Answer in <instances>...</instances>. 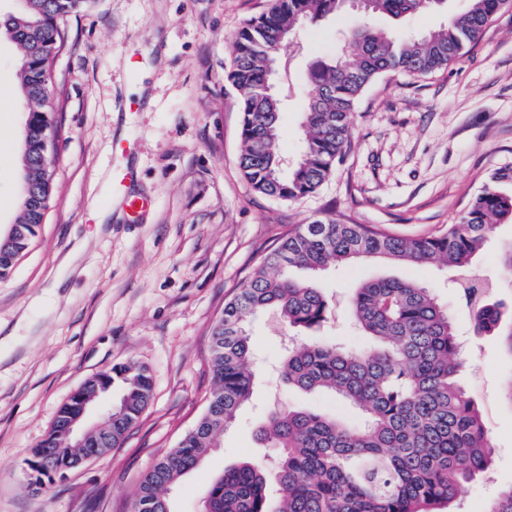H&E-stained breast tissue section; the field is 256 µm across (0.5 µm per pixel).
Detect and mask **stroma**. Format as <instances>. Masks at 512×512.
<instances>
[{"label":"stroma","mask_w":512,"mask_h":512,"mask_svg":"<svg viewBox=\"0 0 512 512\" xmlns=\"http://www.w3.org/2000/svg\"><path fill=\"white\" fill-rule=\"evenodd\" d=\"M272 0H96L67 22L68 46L51 73L63 132L56 185L44 224L13 272L0 279V512H131L144 472L177 446L202 416L213 387L210 330L260 258L295 224L323 214L402 236L447 229L490 172L512 164V11L481 40L427 78H380L356 105L352 149L320 189L294 202L253 192L239 168L242 114L224 83L236 36ZM467 0L401 23H371L395 35L447 26ZM364 19L358 8L302 27L279 54V151L303 145L304 90L311 60ZM20 48L0 38V226L18 216L17 157L27 105L16 91ZM130 140L127 156L112 147ZM151 208L129 222L112 172ZM512 224L497 225L474 272L512 303L498 254ZM384 277L431 288L447 307L464 364L459 379L482 411L494 447L452 512H486L512 486V409L503 390L512 361L498 336L474 330L472 313L438 262L383 260L337 265L320 279L332 318L318 339L351 352L370 340L349 316L351 291ZM256 380L249 402L199 468L171 495L172 512H198L212 478L245 459L270 460L256 439L275 410L305 408L360 423V411L327 393L289 386L282 373L286 332L275 316L251 317ZM136 363L152 398L121 447L40 490L28 461L62 405L90 378Z\"/></svg>","instance_id":"stroma-1"}]
</instances>
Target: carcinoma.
I'll use <instances>...</instances> for the list:
<instances>
[{
	"label": "carcinoma",
	"instance_id": "cac0c4a2",
	"mask_svg": "<svg viewBox=\"0 0 512 512\" xmlns=\"http://www.w3.org/2000/svg\"><path fill=\"white\" fill-rule=\"evenodd\" d=\"M347 0H273L248 19L233 46L224 82L242 112L239 167L251 188L279 201L315 193L351 145L356 104L381 77H416L445 70L476 42L512 0H468L448 25L419 37L397 38L366 25L352 34L347 53L318 58L307 71L305 140L300 159L283 173L279 153L281 99L267 92V66L301 20L336 15ZM441 0H367L369 14L398 20L432 9ZM95 0H21L20 10L0 19V31L22 50L19 92L32 116L29 150L18 157L20 178L37 199L20 201L17 223L27 237L4 248L0 278L29 250L44 223L56 175L41 162L40 130L61 127L45 69L67 43L65 22ZM500 223L512 224V165L495 169L455 224L434 235L402 237L367 224L327 215L297 224L225 303L211 329L215 384L205 412L164 458L143 476L132 512H171L169 491L196 469L215 440L249 401L255 383L247 318L265 310L297 331L321 327L330 305L312 277L331 265L361 259L423 263L437 259L457 272V284L473 310L474 328L502 325L494 285L471 273L473 258ZM355 325L371 346L350 353L323 341L293 343L284 362L288 384L304 392L326 391L357 406L354 426L320 411L289 408L272 413L258 441L272 449L273 467L252 460L214 478L202 512H447L458 487L487 469L493 446L482 415L462 389L463 364L448 309L431 289L412 281L378 279L353 289ZM118 379L124 395L112 415L96 425L85 447L72 448L52 424L33 451L44 471L64 473L68 460L100 456L121 446L152 395L148 370L134 363L112 369L99 381Z\"/></svg>",
	"mask_w": 512,
	"mask_h": 512
}]
</instances>
